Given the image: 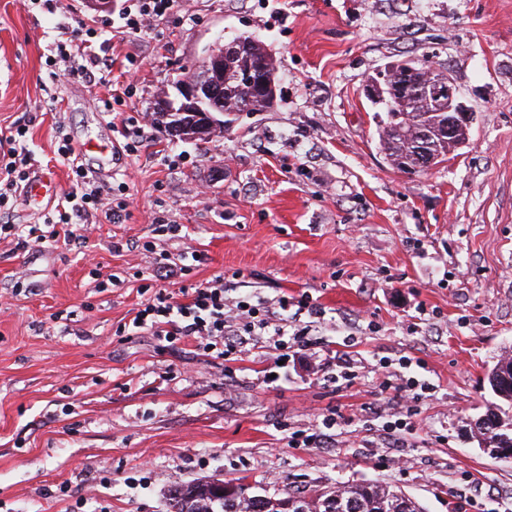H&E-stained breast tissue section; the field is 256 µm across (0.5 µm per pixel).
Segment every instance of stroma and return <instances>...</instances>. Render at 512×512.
<instances>
[{
  "mask_svg": "<svg viewBox=\"0 0 512 512\" xmlns=\"http://www.w3.org/2000/svg\"><path fill=\"white\" fill-rule=\"evenodd\" d=\"M116 18L88 0H0V129L26 127L57 196L71 188L60 134L117 139L116 120L153 112L213 46L263 40L276 102L203 141L153 125L106 179L125 184L127 218L85 247L0 241V512H167L172 483L203 477L270 492L379 482L422 512H512V459L472 431L499 407L487 373L512 352V0H183L138 35L135 64L127 35L105 32L133 92L114 118L104 88L56 84L45 59L58 23ZM405 57L446 68L474 117L469 146L409 176L379 150L363 93ZM161 214L188 237L155 236ZM150 240L204 254L184 283L220 275L229 297L273 311L284 296L322 307L301 315L307 345L285 377L268 382L276 352L259 341L222 361L117 335L144 282L173 286L113 248ZM403 376L430 390L397 450L376 411L393 396L383 379ZM330 415L334 441L291 446Z\"/></svg>",
  "mask_w": 512,
  "mask_h": 512,
  "instance_id": "stroma-1",
  "label": "stroma"
}]
</instances>
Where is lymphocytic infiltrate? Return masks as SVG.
<instances>
[{
	"label": "lymphocytic infiltrate",
	"mask_w": 512,
	"mask_h": 512,
	"mask_svg": "<svg viewBox=\"0 0 512 512\" xmlns=\"http://www.w3.org/2000/svg\"><path fill=\"white\" fill-rule=\"evenodd\" d=\"M176 6L177 0H123L118 19L125 33L133 38L148 22L173 13ZM59 33L47 63L64 62V78L105 83L112 61L93 49L97 30L80 21L61 24ZM25 134V129L19 127L0 136V211L12 208L14 193L28 175L31 157L20 146ZM58 153L68 161L72 174V190L66 195L64 206L42 224L25 231L16 224H0V240L13 238L23 247L52 244L63 238L72 239L77 229H90L100 220L115 221L125 216L126 200L115 197L113 188L100 186L89 178L85 168L77 164L71 142L59 146ZM289 304L287 298H280V312L275 315L262 303L249 299L228 301L224 278L219 275L198 285L180 286L175 293L165 288L154 290L122 331L129 335L151 332L164 351L178 350L189 342L195 350L217 360L240 353L248 340L263 338L276 351L278 360L285 361L290 345H302L304 336L286 314Z\"/></svg>",
	"instance_id": "1"
}]
</instances>
